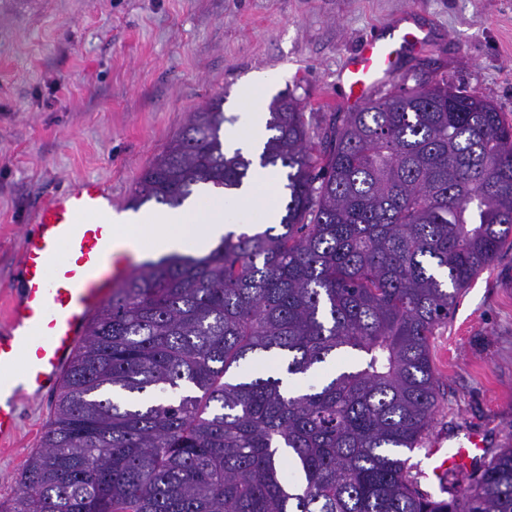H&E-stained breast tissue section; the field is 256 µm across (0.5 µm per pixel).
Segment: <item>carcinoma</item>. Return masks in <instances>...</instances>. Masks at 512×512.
<instances>
[{"instance_id":"carcinoma-1","label":"carcinoma","mask_w":512,"mask_h":512,"mask_svg":"<svg viewBox=\"0 0 512 512\" xmlns=\"http://www.w3.org/2000/svg\"><path fill=\"white\" fill-rule=\"evenodd\" d=\"M223 104L190 113L128 207L271 166L284 215L134 269L0 512H512L511 445L442 500L406 457L437 408L432 336L512 248V123L432 77L329 113L315 143L280 93L258 157H229Z\"/></svg>"}]
</instances>
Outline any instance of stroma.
Segmentation results:
<instances>
[{"instance_id":"1","label":"stroma","mask_w":512,"mask_h":512,"mask_svg":"<svg viewBox=\"0 0 512 512\" xmlns=\"http://www.w3.org/2000/svg\"><path fill=\"white\" fill-rule=\"evenodd\" d=\"M408 16L433 32L403 56L395 83L426 72L492 100L512 121V0H0V311L21 271L33 215L53 193L91 178L127 208L136 181L190 112L224 98L226 115L260 72L290 93L310 134L342 111L337 72L362 40ZM440 380L432 427L411 461L475 432L512 440V248L472 280L431 341ZM60 394L21 408L0 450V503L40 447Z\"/></svg>"}]
</instances>
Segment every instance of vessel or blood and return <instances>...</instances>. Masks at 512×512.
I'll return each mask as SVG.
<instances>
[{"label": "vessel or blood", "mask_w": 512, "mask_h": 512, "mask_svg": "<svg viewBox=\"0 0 512 512\" xmlns=\"http://www.w3.org/2000/svg\"><path fill=\"white\" fill-rule=\"evenodd\" d=\"M430 40L426 28L401 19L386 34L370 36L345 61L337 81L344 102L363 104L392 79L395 63ZM112 193L105 183L84 179L46 201L34 214L36 228L23 239L19 263L24 282L11 292L0 316V445L16 437L20 407L57 383L74 357L94 315L133 271L130 254L118 242L107 211ZM434 448L435 479L465 465L471 448Z\"/></svg>", "instance_id": "obj_1"}]
</instances>
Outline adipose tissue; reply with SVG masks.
<instances>
[{
    "instance_id": "adipose-tissue-1",
    "label": "adipose tissue",
    "mask_w": 512,
    "mask_h": 512,
    "mask_svg": "<svg viewBox=\"0 0 512 512\" xmlns=\"http://www.w3.org/2000/svg\"><path fill=\"white\" fill-rule=\"evenodd\" d=\"M268 75H261L242 93L243 105L236 126L225 133L227 151L252 150L266 138L265 112L261 100L266 94ZM280 176L273 169H258L253 182L235 201L202 195L181 207L136 216L113 214L120 236L147 255L179 252L198 255L230 230L257 222L271 224L279 214Z\"/></svg>"
}]
</instances>
